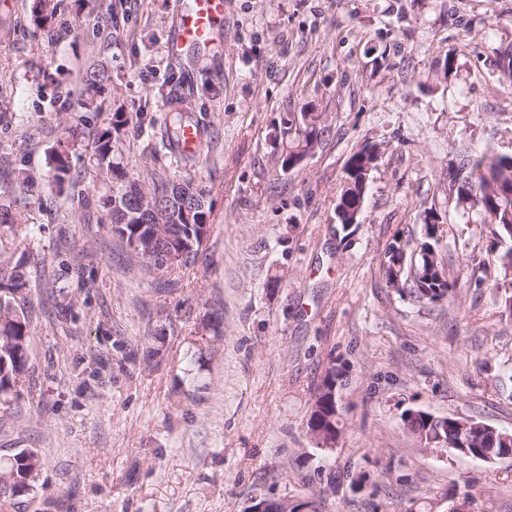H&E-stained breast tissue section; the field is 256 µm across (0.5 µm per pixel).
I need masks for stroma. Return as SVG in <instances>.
<instances>
[{"label": "stroma", "mask_w": 512, "mask_h": 512, "mask_svg": "<svg viewBox=\"0 0 512 512\" xmlns=\"http://www.w3.org/2000/svg\"><path fill=\"white\" fill-rule=\"evenodd\" d=\"M178 0H0V249L27 258L28 371L0 396V463L37 454L28 491L0 512H244L251 497L316 512H512V458L422 451L402 415L472 417L512 431V317L484 285L491 238L445 202L460 146L512 153V89L490 64L512 45V0H224L212 47L172 54ZM456 79L437 80L445 51ZM110 77L101 110L77 108L85 70ZM205 124L196 164L163 167L209 189L196 262L161 277L101 220L93 135L129 120L118 162L153 168L151 123L168 91ZM313 110L326 129L294 169L272 137ZM81 130V140L68 128ZM385 150L358 222L337 231L344 167ZM66 151L56 184L50 157ZM443 220L459 278L432 307L387 287L395 239ZM340 438L315 449L307 422L328 370Z\"/></svg>", "instance_id": "stroma-1"}]
</instances>
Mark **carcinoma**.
Returning a JSON list of instances; mask_svg holds the SVG:
<instances>
[{"label": "carcinoma", "instance_id": "cac0c4a2", "mask_svg": "<svg viewBox=\"0 0 512 512\" xmlns=\"http://www.w3.org/2000/svg\"><path fill=\"white\" fill-rule=\"evenodd\" d=\"M57 9V4L47 0H33L32 24L46 28ZM498 79L512 84V45L501 51L495 62ZM459 65L454 51L446 52L440 79L448 81L457 76ZM110 77L99 69L86 71L80 78L81 108H98L97 97L105 89ZM322 115L305 112L301 118L281 120L274 140L280 142L288 153V162L311 153L321 136ZM128 119L121 112L112 113L107 124L96 134L94 156L97 167L112 179V193L99 198L104 209L103 220L111 225L112 234L124 244L130 256L144 263L147 270L157 274L164 270L156 264L157 247L148 246L155 234L156 224H180L188 228L183 204L189 200L196 204L193 223L210 222L211 204L206 186L191 180L171 181L159 174L149 173L143 180H130L127 173L114 161ZM193 128L204 134L205 126L198 118L191 98L185 94L171 93L166 96V112L159 122L152 123L155 141L153 157H160L159 148L167 150L174 158L185 163L197 161L199 154L185 153L179 145L185 140L186 129ZM383 152L382 145L370 143L355 152L343 171V186L338 201L348 209L356 208L364 200L370 173ZM152 197L157 210L152 215H132L125 202L140 196ZM448 199L454 202L457 213L465 216L479 215L493 241L492 283L495 296L512 314V153L490 150L466 152L448 169ZM425 237L407 239L404 248L393 242L387 252L384 275L387 287L409 295L411 300L425 304L446 303L457 294L458 281L438 273L444 268L438 245L440 238L425 227ZM415 257L414 272L396 276L393 265L401 251ZM28 286L25 261L15 260L0 253V394L16 391L18 382L28 369L30 329V297H15L13 291ZM338 374L330 371L319 387L312 404L309 422L315 428L329 434H338L339 408L337 403ZM434 415L425 411H408L402 421L405 429L422 448L432 447L449 459L462 456L461 448L467 447L471 455H480L483 461L501 459L507 444L484 435L486 424L474 418L446 417L445 426L432 422ZM40 462L33 453L21 451L13 456L9 465L0 469V496H13L26 491L39 469Z\"/></svg>", "mask_w": 512, "mask_h": 512}]
</instances>
